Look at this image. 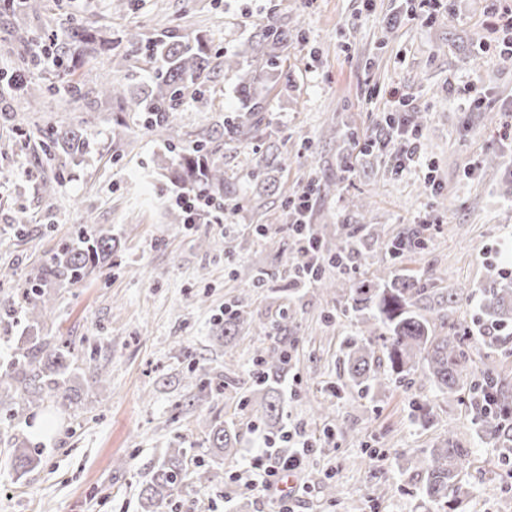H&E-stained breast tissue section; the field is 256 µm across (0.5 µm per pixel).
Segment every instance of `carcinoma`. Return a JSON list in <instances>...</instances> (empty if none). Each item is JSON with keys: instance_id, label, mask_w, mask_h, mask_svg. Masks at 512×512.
<instances>
[{"instance_id": "obj_1", "label": "carcinoma", "mask_w": 512, "mask_h": 512, "mask_svg": "<svg viewBox=\"0 0 512 512\" xmlns=\"http://www.w3.org/2000/svg\"><path fill=\"white\" fill-rule=\"evenodd\" d=\"M4 8L15 14H30L38 12L40 2L7 0ZM14 38L26 47L37 39L43 45H53L62 87L71 98L79 100L100 93L122 101L123 111L166 141L169 157L164 177L180 195L190 199L209 197L219 204L224 202L226 190L222 145L257 137L263 131L268 111L270 84L288 79L285 69L288 57L282 55L288 48V28L274 20L257 26L245 48L224 57L222 64L213 62L208 45L199 39L172 30L153 39L144 38L138 30L127 31L124 40L129 54L136 56L144 52L156 64L151 82L137 91L130 90L125 77L106 79L99 89L90 91L82 90L69 79L76 60L95 56L101 47V40L85 27L50 30L39 38L31 31L18 29ZM221 69L224 75L234 77L242 108L235 115L225 117L221 129L202 135L187 146L175 145L168 134L179 108ZM19 88L25 92L28 107L40 111L45 103L42 86L32 82L21 83ZM91 148L92 138L86 130L59 123L51 127L44 153L51 160L63 154L74 159L90 153ZM263 160L269 170L282 168L283 158L273 143L263 152ZM372 237L371 229L363 236L354 231L342 232L334 241H320L321 252L338 261L346 256L350 258L359 254L366 240ZM114 248L112 236L88 227L81 229L75 240L64 244L45 261L34 276L32 287L23 292L27 318L36 322L43 316L45 287H63L82 281L112 259ZM427 283L426 278L383 271L350 285L347 308L360 317L362 328L360 337L351 340L345 355L348 379L362 392L385 384L386 378L381 376L385 358L390 374L399 382L411 381L418 374L440 391L466 388L486 436L501 448L502 464L512 466V384L499 378L487 364L479 371L468 366L465 347L470 339V327L456 322L452 312L459 296L429 288ZM480 319L488 346L500 347L512 342V336L506 333L512 321V278L508 274L498 275L493 286L484 289ZM246 322L243 310H232L224 318V340H230ZM437 326L446 333H438ZM253 363L259 368L256 385L261 394L259 405L264 426L268 434L278 436L282 432L280 386L288 373V351L260 349ZM71 380L70 352L54 345L51 336H32L14 350L5 368H0V406H11L19 417L47 398L66 407L73 403ZM208 428L211 447L226 459H236L239 453L236 429L226 423H210ZM187 453L186 448L166 450L162 463L142 490L144 512H169ZM13 456L16 467L22 470L36 463L24 443L13 449ZM419 463L426 474L424 494L428 501L443 512H457L464 493L462 477L471 466L470 450L445 438Z\"/></svg>"}]
</instances>
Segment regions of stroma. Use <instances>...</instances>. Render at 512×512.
Returning a JSON list of instances; mask_svg holds the SVG:
<instances>
[{
	"instance_id": "35a3bbf8",
	"label": "stroma",
	"mask_w": 512,
	"mask_h": 512,
	"mask_svg": "<svg viewBox=\"0 0 512 512\" xmlns=\"http://www.w3.org/2000/svg\"><path fill=\"white\" fill-rule=\"evenodd\" d=\"M42 2L36 14L0 10V79L16 72L42 84L54 78L21 63L18 29L88 22L111 37V49L74 70L88 89L106 77H149L148 60L126 51L122 36L131 28L154 38L176 27L222 56L241 50L268 17L287 26L289 82L268 96V131L284 160L281 192L318 186L310 222L325 238L345 224H372L379 234L347 272L329 267L325 278L383 268L433 273L436 287L460 296L455 320L475 331L473 369L488 362L512 382V343L489 349L477 318L483 289L512 266V57L478 50L495 21L492 0H444L430 18L395 27L384 21L392 0ZM470 82L486 97L482 110L469 108ZM404 94L413 98L405 118L419 160L400 171V144L381 153L368 142L380 132V112ZM51 102L50 111L31 112L23 97H0V268L14 272L0 282V311L83 225L110 232L119 246L112 266L52 288L38 324L0 323V362L27 333L56 337L72 353L76 389L69 408L48 399L27 420L0 406V512H142L145 481L177 446L190 453L173 512H276L277 501L243 490L228 473L251 471L263 424L253 357L273 346L268 333L283 320L284 426L323 441L302 473L312 492L293 499L294 512H436L422 494L424 472L404 456L446 437L473 451L461 512H512V477L468 392L416 379L358 393L343 364L358 323L334 291L315 283L291 300L243 277L247 267L278 276L281 251L297 253L279 194L263 188L258 140L224 148L225 179L238 196L225 201L223 223L175 224L163 141L142 124L117 125L111 101L89 105L59 94ZM239 106L233 81L216 76L200 101L181 107L172 136L189 142ZM68 121L84 123L95 146L62 167L46 161L42 145L52 125ZM361 200L368 210L357 209ZM258 224L266 235L255 234ZM413 228L424 231L421 250H387V240ZM231 305L248 323L226 346L215 334ZM196 363L223 375L224 390L202 394L191 373ZM215 418L241 429L238 461L210 448L205 423ZM18 440L37 447V463L24 474L12 455ZM326 478L336 487L331 499L319 490Z\"/></svg>"
}]
</instances>
